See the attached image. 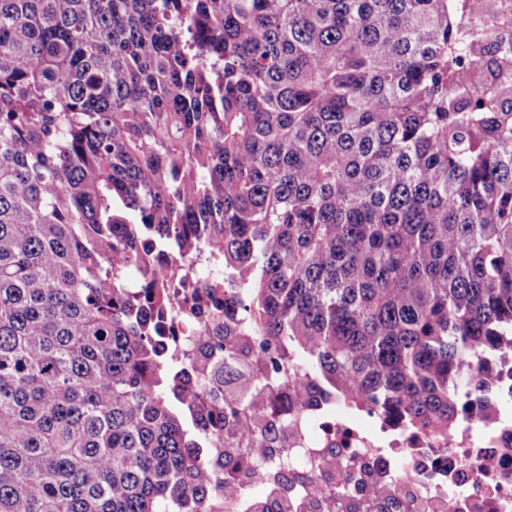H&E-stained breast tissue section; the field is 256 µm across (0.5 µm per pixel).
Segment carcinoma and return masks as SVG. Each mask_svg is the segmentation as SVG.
Wrapping results in <instances>:
<instances>
[{"instance_id":"carcinoma-1","label":"carcinoma","mask_w":512,"mask_h":512,"mask_svg":"<svg viewBox=\"0 0 512 512\" xmlns=\"http://www.w3.org/2000/svg\"><path fill=\"white\" fill-rule=\"evenodd\" d=\"M467 2L0 0V512H210L245 453L252 512H448L281 448L312 397L446 448L512 353V34ZM197 306L201 309V314L199 315V317L197 318V320L195 322V325L198 328L197 330H194L195 333H197L201 327L209 324V321H208L206 313H205L203 302L197 301ZM183 333H184V329L179 325L177 327H174L173 330L169 331L167 334H168L170 341H172V343L176 347H179L185 353V356L187 357L186 360L188 362V373L190 376V378H189L190 384L191 385L197 384L198 379H199L198 374L193 366L192 361H190L189 358L191 357L192 353L194 352V350L196 348L198 336H194L195 333L192 336H183ZM194 339H195V341H194ZM261 464L255 460L244 461L237 473V480L243 489H250L255 485H261L265 489L269 488L268 478L259 470Z\"/></svg>"}]
</instances>
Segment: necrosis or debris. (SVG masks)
Returning a JSON list of instances; mask_svg holds the SVG:
<instances>
[{
	"label": "necrosis or debris",
	"mask_w": 512,
	"mask_h": 512,
	"mask_svg": "<svg viewBox=\"0 0 512 512\" xmlns=\"http://www.w3.org/2000/svg\"><path fill=\"white\" fill-rule=\"evenodd\" d=\"M329 443L380 480L400 479L414 466L419 480L411 493L447 498L449 512H512L511 415L473 411L443 449L426 431L400 433L383 424L365 428L352 417L314 411L300 444L286 454L310 478L324 482L328 475L320 457Z\"/></svg>",
	"instance_id": "necrosis-or-debris-1"
}]
</instances>
